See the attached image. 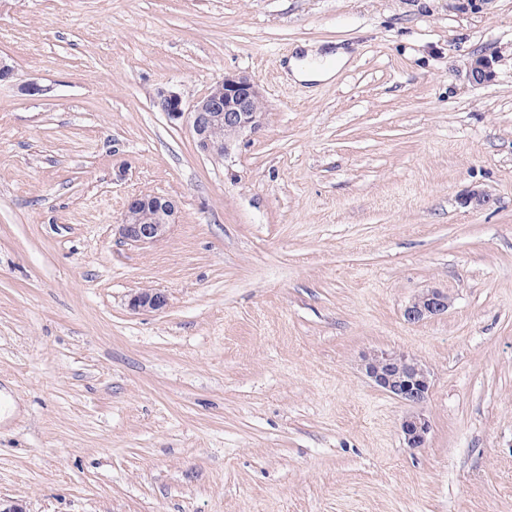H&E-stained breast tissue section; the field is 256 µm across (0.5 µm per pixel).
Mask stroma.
Returning a JSON list of instances; mask_svg holds the SVG:
<instances>
[{"label": "stroma", "mask_w": 512, "mask_h": 512, "mask_svg": "<svg viewBox=\"0 0 512 512\" xmlns=\"http://www.w3.org/2000/svg\"><path fill=\"white\" fill-rule=\"evenodd\" d=\"M303 42L350 62L293 81ZM0 59V500L512 512V0H0ZM229 71L263 124L215 158L154 97ZM138 193L179 204L157 242L113 230ZM374 348L432 371L424 448ZM449 306L450 299L448 294L434 288L415 297L405 307L404 317L407 322L419 323L446 313Z\"/></svg>", "instance_id": "1"}]
</instances>
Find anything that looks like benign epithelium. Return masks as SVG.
I'll return each mask as SVG.
<instances>
[{"mask_svg":"<svg viewBox=\"0 0 512 512\" xmlns=\"http://www.w3.org/2000/svg\"><path fill=\"white\" fill-rule=\"evenodd\" d=\"M494 59L477 56L469 63L473 82L481 84L492 76ZM221 92L205 93L190 106L181 95L161 88L154 104L172 123L189 124L197 147L216 157L229 152L234 139L243 133L255 132L262 125V94L249 77L227 74L219 82ZM224 129V137L214 136L215 130ZM177 205L163 195L134 194L125 200L118 234L133 243H150L161 239L174 223ZM166 305V296L157 291L136 293L130 306L134 310H159ZM450 299L440 289H430L415 297L404 310L409 323H419L448 311ZM363 370L377 388L413 407L402 420L400 429L408 448L425 446L431 424L422 411L432 389L429 368L415 355L405 351L372 350L363 356Z\"/></svg>","mask_w":512,"mask_h":512,"instance_id":"obj_1","label":"benign epithelium"}]
</instances>
